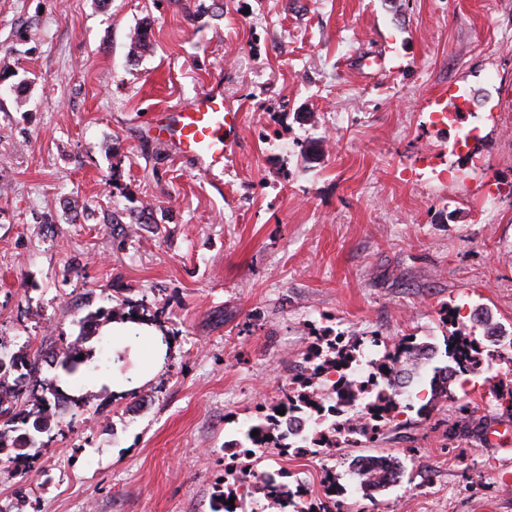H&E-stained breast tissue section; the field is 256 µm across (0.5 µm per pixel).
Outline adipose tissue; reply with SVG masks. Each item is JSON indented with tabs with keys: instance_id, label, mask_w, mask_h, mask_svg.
<instances>
[{
	"instance_id": "ef3b65f1",
	"label": "adipose tissue",
	"mask_w": 512,
	"mask_h": 512,
	"mask_svg": "<svg viewBox=\"0 0 512 512\" xmlns=\"http://www.w3.org/2000/svg\"><path fill=\"white\" fill-rule=\"evenodd\" d=\"M101 333L112 339V363L116 370L98 373L93 382L110 386L117 396L141 387L149 373L159 368L169 354L163 335L149 324L115 321L105 325ZM127 361L134 363V370L119 373V365Z\"/></svg>"
}]
</instances>
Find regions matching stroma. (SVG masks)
Wrapping results in <instances>:
<instances>
[{"label":"stroma","instance_id":"obj_1","mask_svg":"<svg viewBox=\"0 0 512 512\" xmlns=\"http://www.w3.org/2000/svg\"><path fill=\"white\" fill-rule=\"evenodd\" d=\"M213 86L242 115L216 180L145 131ZM126 296L165 363L82 389L32 470L0 472V512H210L225 444L314 337L441 361L446 314L480 338L477 308L512 334V0H0V353L61 348ZM495 351L376 441L254 467L313 501L390 456L402 482L340 512H512Z\"/></svg>","mask_w":512,"mask_h":512}]
</instances>
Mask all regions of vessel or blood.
I'll return each mask as SVG.
<instances>
[{"label":"vessel or blood","mask_w":512,"mask_h":512,"mask_svg":"<svg viewBox=\"0 0 512 512\" xmlns=\"http://www.w3.org/2000/svg\"><path fill=\"white\" fill-rule=\"evenodd\" d=\"M155 139L167 143L203 175H223L240 135V109L220 93L205 91L186 104L153 112L148 123Z\"/></svg>","instance_id":"obj_1"}]
</instances>
